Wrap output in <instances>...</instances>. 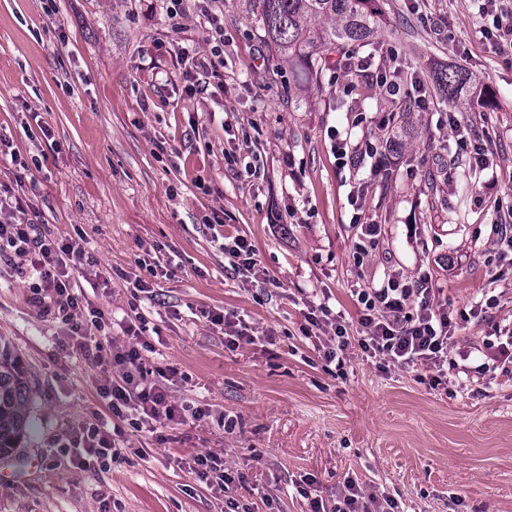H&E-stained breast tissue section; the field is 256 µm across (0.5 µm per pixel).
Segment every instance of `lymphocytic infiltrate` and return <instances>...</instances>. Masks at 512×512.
I'll use <instances>...</instances> for the list:
<instances>
[{
    "label": "lymphocytic infiltrate",
    "instance_id": "lymphocytic-infiltrate-1",
    "mask_svg": "<svg viewBox=\"0 0 512 512\" xmlns=\"http://www.w3.org/2000/svg\"><path fill=\"white\" fill-rule=\"evenodd\" d=\"M207 22L209 52L190 59L183 71L185 78L215 72L224 59V25L212 13ZM28 211L26 200L0 184V258L12 262L17 277L30 279L36 302L66 325L79 350L94 351L96 360L111 363L115 378L98 386L110 417L150 431L186 414L196 420L204 418L202 409L184 412L172 403L165 386L147 381L143 353L151 345L143 338L144 323L124 319L120 324L124 342H103V332L113 325L111 317L74 291V275L88 260L83 245L40 231ZM432 296L425 277L411 285L391 278L381 287L359 291L364 306L360 323L366 330L361 341L365 352L385 356L398 365L442 369L451 343L448 313L434 304ZM65 448L82 468L105 462L117 452L112 432L101 424L82 426Z\"/></svg>",
    "mask_w": 512,
    "mask_h": 512
}]
</instances>
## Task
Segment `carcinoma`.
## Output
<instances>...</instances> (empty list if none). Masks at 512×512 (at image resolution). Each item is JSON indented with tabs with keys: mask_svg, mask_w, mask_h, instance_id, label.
<instances>
[{
	"mask_svg": "<svg viewBox=\"0 0 512 512\" xmlns=\"http://www.w3.org/2000/svg\"><path fill=\"white\" fill-rule=\"evenodd\" d=\"M371 0H256L259 21L275 54L313 76L322 72L323 52L344 59L373 47L379 11ZM430 80L440 96L452 101L467 89L472 74L462 67L438 69ZM28 372L12 344L0 336V457L9 453L28 424L22 406Z\"/></svg>",
	"mask_w": 512,
	"mask_h": 512,
	"instance_id": "1",
	"label": "carcinoma"
}]
</instances>
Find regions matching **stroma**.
<instances>
[{"mask_svg": "<svg viewBox=\"0 0 512 512\" xmlns=\"http://www.w3.org/2000/svg\"><path fill=\"white\" fill-rule=\"evenodd\" d=\"M0 0V183L43 229L82 237L94 266L76 273L93 306L138 316L154 349L147 370L201 420L125 428L119 457L89 468L63 447L106 416L112 377L73 347L20 278L0 280V336L30 377L29 427L0 458V512H309L334 506L345 480L369 512H512V351L483 342L512 327V64L483 31L477 0H384L376 35L404 75L458 66L478 88L406 121L389 167L396 102L353 88L329 66L303 81L267 45L254 0ZM224 16V65L187 93L177 46L207 50L204 13ZM471 128L491 165L471 166L448 125ZM346 140L353 161L336 163ZM236 163H228L227 155ZM258 175L246 178L244 164ZM391 180H384V172ZM358 198L360 210L350 200ZM379 244L365 259L361 227ZM254 247L252 281L223 245ZM428 277L455 326L443 375L369 357L357 293L389 277ZM143 281L145 291L135 288ZM327 306L351 334L343 367L303 332ZM230 312L258 339L230 349L208 319ZM466 372H459V365ZM212 454L244 474L228 493L198 479Z\"/></svg>", "mask_w": 512, "mask_h": 512, "instance_id": "stroma-1", "label": "stroma"}]
</instances>
